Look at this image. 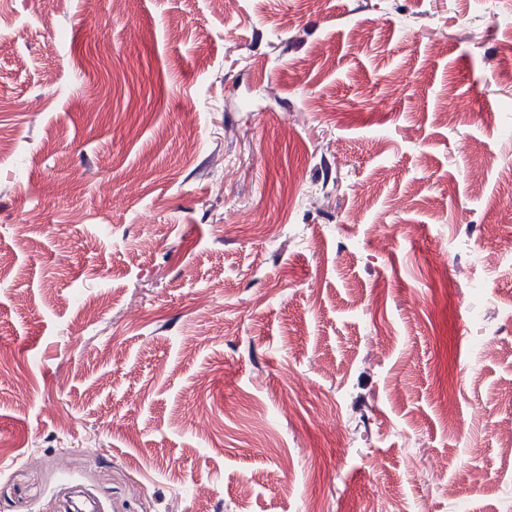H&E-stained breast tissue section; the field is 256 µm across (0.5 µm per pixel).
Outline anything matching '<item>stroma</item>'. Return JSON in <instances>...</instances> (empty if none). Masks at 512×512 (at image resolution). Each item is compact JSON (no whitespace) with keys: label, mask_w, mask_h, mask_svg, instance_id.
Segmentation results:
<instances>
[{"label":"stroma","mask_w":512,"mask_h":512,"mask_svg":"<svg viewBox=\"0 0 512 512\" xmlns=\"http://www.w3.org/2000/svg\"><path fill=\"white\" fill-rule=\"evenodd\" d=\"M511 55L512 0H0V512H512Z\"/></svg>","instance_id":"35a3bbf8"}]
</instances>
